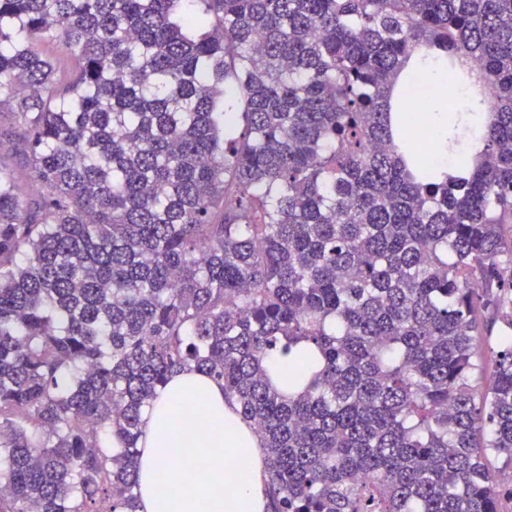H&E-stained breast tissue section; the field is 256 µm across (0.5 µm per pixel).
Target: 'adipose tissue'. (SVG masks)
Instances as JSON below:
<instances>
[{
	"label": "adipose tissue",
	"mask_w": 512,
	"mask_h": 512,
	"mask_svg": "<svg viewBox=\"0 0 512 512\" xmlns=\"http://www.w3.org/2000/svg\"><path fill=\"white\" fill-rule=\"evenodd\" d=\"M424 87L425 112L412 109L407 85ZM448 84V59L421 49L406 61L390 100L397 127L426 125L429 166L436 181L467 175L470 147L482 144L489 114L467 85L447 107L440 92ZM457 144H449V134ZM140 457V512H172L167 489L178 484L173 512H264L263 450L259 436L224 400V385L195 370L169 377L144 414Z\"/></svg>",
	"instance_id": "adipose-tissue-1"
}]
</instances>
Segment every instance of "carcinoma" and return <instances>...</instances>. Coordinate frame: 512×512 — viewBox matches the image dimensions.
<instances>
[{
    "instance_id": "cac0c4a2",
    "label": "carcinoma",
    "mask_w": 512,
    "mask_h": 512,
    "mask_svg": "<svg viewBox=\"0 0 512 512\" xmlns=\"http://www.w3.org/2000/svg\"><path fill=\"white\" fill-rule=\"evenodd\" d=\"M422 48L490 103L443 184L388 112ZM5 104L0 512H137L187 368L261 436L266 512L512 499V0H0ZM1 131L6 135L0 137V153L9 157L13 166H25L15 151V142L17 141L19 129L15 124L13 116L9 113V110L5 105H2L0 108V132Z\"/></svg>"
}]
</instances>
